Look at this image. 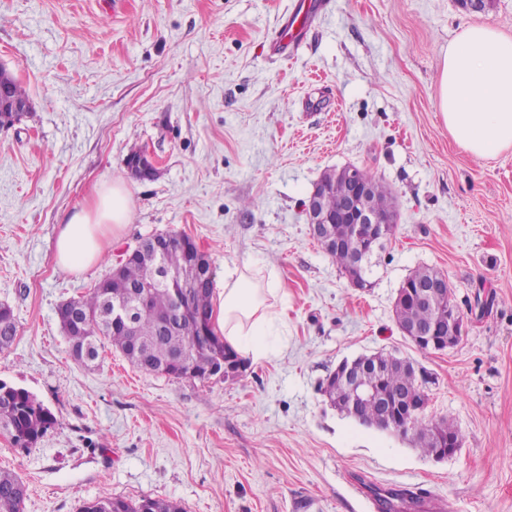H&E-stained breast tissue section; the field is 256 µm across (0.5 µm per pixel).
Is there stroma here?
<instances>
[{
    "instance_id": "1",
    "label": "stroma",
    "mask_w": 512,
    "mask_h": 512,
    "mask_svg": "<svg viewBox=\"0 0 512 512\" xmlns=\"http://www.w3.org/2000/svg\"><path fill=\"white\" fill-rule=\"evenodd\" d=\"M294 0H0V65L32 109L0 131V303L17 336L0 380L57 422L33 448L0 435V469L25 512L101 497L186 512H376L365 487H406L453 512H512V148L475 156L438 108L442 55L485 25L512 35V0H327L287 59L271 46ZM158 172L130 177L132 148ZM369 171L396 197L373 287H351L311 237L305 202L329 170ZM123 182L130 217L83 273L58 269L63 216ZM192 237L215 282L275 275L282 315L268 356L235 381L139 372L112 347L75 362L57 321L139 238ZM448 278L467 320L457 345L418 350L393 317L403 281ZM392 353L424 370L430 419L459 452L435 462L332 409L321 383L343 359Z\"/></svg>"
}]
</instances>
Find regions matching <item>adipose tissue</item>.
Masks as SVG:
<instances>
[{"mask_svg":"<svg viewBox=\"0 0 512 512\" xmlns=\"http://www.w3.org/2000/svg\"><path fill=\"white\" fill-rule=\"evenodd\" d=\"M439 109L455 142L478 157L512 148V36L490 27L464 28L442 57ZM130 197L123 184H101L91 201L69 211L55 241V262L79 273L102 257L106 239L126 224ZM274 283L257 284L246 270L224 273L213 318L225 343L245 357L267 355L265 327Z\"/></svg>","mask_w":512,"mask_h":512,"instance_id":"adipose-tissue-1","label":"adipose tissue"}]
</instances>
